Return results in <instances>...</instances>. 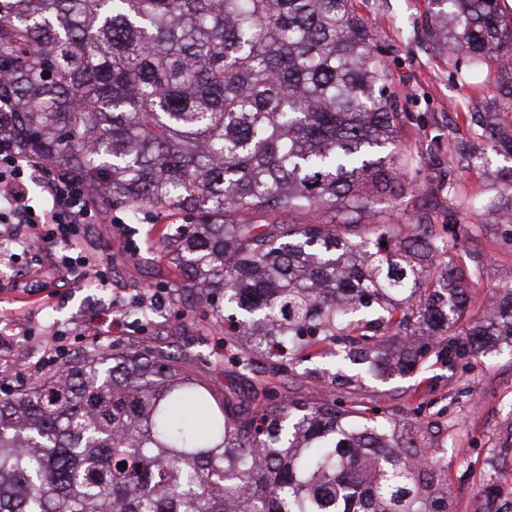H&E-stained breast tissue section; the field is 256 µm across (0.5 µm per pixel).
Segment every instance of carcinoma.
Listing matches in <instances>:
<instances>
[{
  "instance_id": "cac0c4a2",
  "label": "carcinoma",
  "mask_w": 512,
  "mask_h": 512,
  "mask_svg": "<svg viewBox=\"0 0 512 512\" xmlns=\"http://www.w3.org/2000/svg\"><path fill=\"white\" fill-rule=\"evenodd\" d=\"M359 0H0V151L55 164L131 218L171 210L173 274L236 364L275 374L323 344L338 369L412 374L512 352V287L482 320L427 211L349 229L412 192L391 81ZM430 35L466 70L512 39L498 0H428ZM498 84L512 112V56ZM496 154L512 126L485 113ZM491 208L512 223V166ZM339 222L294 224L302 212ZM387 246H381V242ZM159 348L94 351L0 396V512H448L444 451L358 399L269 394L242 408ZM500 448L484 512H512ZM125 462L121 470L118 464Z\"/></svg>"
}]
</instances>
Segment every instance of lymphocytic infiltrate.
I'll return each mask as SVG.
<instances>
[{
  "mask_svg": "<svg viewBox=\"0 0 512 512\" xmlns=\"http://www.w3.org/2000/svg\"><path fill=\"white\" fill-rule=\"evenodd\" d=\"M42 171L36 161L23 164L17 157L8 158L0 168V223L22 225L24 246L31 251L54 250L57 269L68 276L81 278L112 265V256H99L85 248L95 218L89 197L71 180H49L46 207L33 211L28 182L32 174Z\"/></svg>",
  "mask_w": 512,
  "mask_h": 512,
  "instance_id": "lymphocytic-infiltrate-1",
  "label": "lymphocytic infiltrate"
}]
</instances>
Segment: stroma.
I'll use <instances>...</instances> for the list:
<instances>
[{"instance_id":"35a3bbf8","label":"stroma","mask_w":512,"mask_h":512,"mask_svg":"<svg viewBox=\"0 0 512 512\" xmlns=\"http://www.w3.org/2000/svg\"><path fill=\"white\" fill-rule=\"evenodd\" d=\"M360 10L373 26L375 53L391 76L389 92L403 119L401 136L416 157L406 173L414 192L396 201L381 198L376 209L398 206L408 225L419 208L447 211L448 182L469 197L490 195L498 181L494 168L468 166L463 149L482 141L471 112L476 100L496 98L498 62L484 67L479 82L461 81L459 66L429 39L427 0H364ZM459 218V224L449 226L448 239L455 242L458 263L467 273L468 293L481 308L512 286V224H481L466 211ZM182 222L181 214L165 211L147 213L137 224L96 225L88 249L124 254L105 288L74 287L50 264L21 256L19 272L0 279V329L17 325L27 332L29 362L41 358L57 332L77 360L87 350L75 329L98 315L104 345L177 350L186 355L190 375L218 390L236 388L245 406L257 405L265 391L285 389L310 400L356 397L380 416L419 418L425 424L424 445L448 451V512H473L494 449L512 446V356L465 355L454 366L436 364L413 375L350 378L337 375L332 354L309 348L288 377L269 375L261 361L241 374L232 347L211 318L200 312L190 320L178 316L194 300L177 278L169 277L158 237ZM164 279L171 288V307L141 316V290Z\"/></svg>"}]
</instances>
